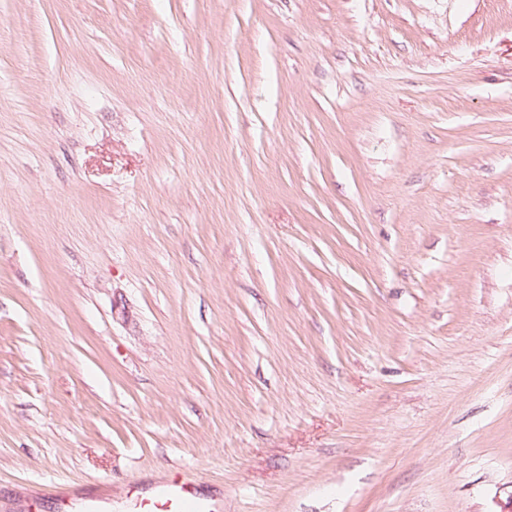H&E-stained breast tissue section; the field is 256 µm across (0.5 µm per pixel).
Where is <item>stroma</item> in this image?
<instances>
[{
  "mask_svg": "<svg viewBox=\"0 0 512 512\" xmlns=\"http://www.w3.org/2000/svg\"><path fill=\"white\" fill-rule=\"evenodd\" d=\"M512 503V0H0V504ZM135 487L130 493L137 512H218L215 503L202 496L195 482L180 472L171 473L149 494H143V490Z\"/></svg>",
  "mask_w": 512,
  "mask_h": 512,
  "instance_id": "stroma-1",
  "label": "stroma"
}]
</instances>
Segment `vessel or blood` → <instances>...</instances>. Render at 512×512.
<instances>
[{"mask_svg": "<svg viewBox=\"0 0 512 512\" xmlns=\"http://www.w3.org/2000/svg\"><path fill=\"white\" fill-rule=\"evenodd\" d=\"M137 512H217L216 505L202 496L195 482L181 473H171L150 493L133 489Z\"/></svg>", "mask_w": 512, "mask_h": 512, "instance_id": "vessel-or-blood-1", "label": "vessel or blood"}]
</instances>
